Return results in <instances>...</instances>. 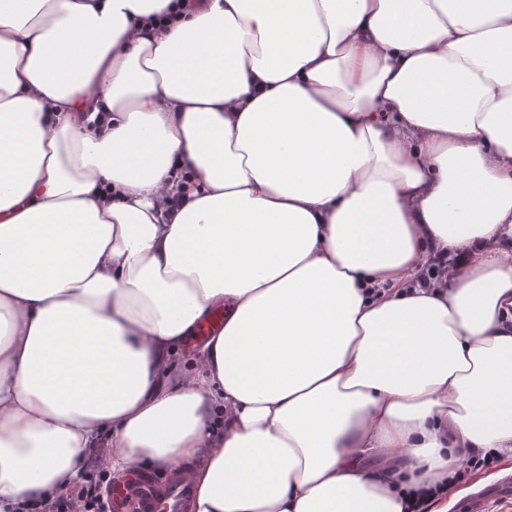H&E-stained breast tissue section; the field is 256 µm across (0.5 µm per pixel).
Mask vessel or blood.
I'll list each match as a JSON object with an SVG mask.
<instances>
[{"instance_id":"b4317fda","label":"vessel or blood","mask_w":512,"mask_h":512,"mask_svg":"<svg viewBox=\"0 0 512 512\" xmlns=\"http://www.w3.org/2000/svg\"><path fill=\"white\" fill-rule=\"evenodd\" d=\"M192 488L180 470L158 480L147 473H134L110 489L112 512H186ZM512 499V477L496 487L470 496L463 512H486L490 499Z\"/></svg>"}]
</instances>
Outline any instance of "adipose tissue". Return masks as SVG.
<instances>
[{"label": "adipose tissue", "mask_w": 512, "mask_h": 512, "mask_svg": "<svg viewBox=\"0 0 512 512\" xmlns=\"http://www.w3.org/2000/svg\"><path fill=\"white\" fill-rule=\"evenodd\" d=\"M103 443L190 512L512 459V0H0V512Z\"/></svg>", "instance_id": "ef3b65f1"}]
</instances>
